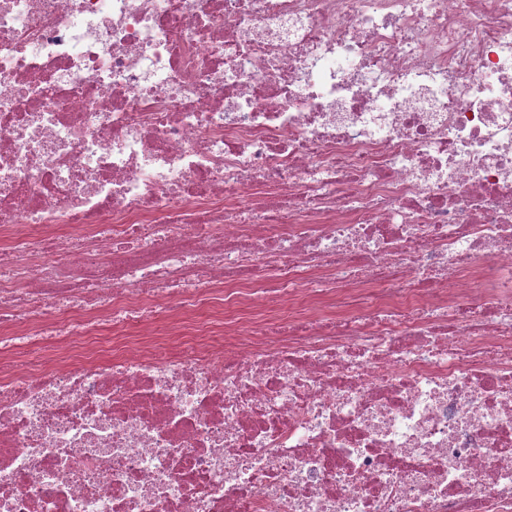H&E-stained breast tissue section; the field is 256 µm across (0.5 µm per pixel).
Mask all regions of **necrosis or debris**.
Wrapping results in <instances>:
<instances>
[{"label":"necrosis or debris","instance_id":"necrosis-or-debris-1","mask_svg":"<svg viewBox=\"0 0 512 512\" xmlns=\"http://www.w3.org/2000/svg\"><path fill=\"white\" fill-rule=\"evenodd\" d=\"M0 512H512V0H0Z\"/></svg>","mask_w":512,"mask_h":512}]
</instances>
